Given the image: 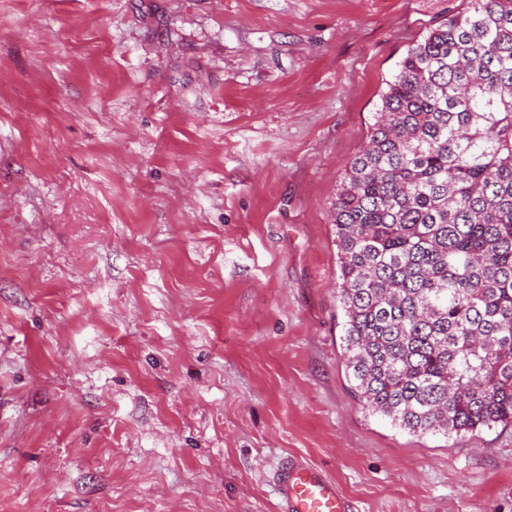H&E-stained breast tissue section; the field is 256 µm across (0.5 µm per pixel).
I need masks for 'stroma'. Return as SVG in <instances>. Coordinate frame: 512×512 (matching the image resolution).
<instances>
[{
	"mask_svg": "<svg viewBox=\"0 0 512 512\" xmlns=\"http://www.w3.org/2000/svg\"><path fill=\"white\" fill-rule=\"evenodd\" d=\"M466 0H0V512H512V426L412 434L345 365L331 205ZM283 512H346L335 483L320 469L299 460L284 464L277 474Z\"/></svg>",
	"mask_w": 512,
	"mask_h": 512,
	"instance_id": "35a3bbf8",
	"label": "stroma"
}]
</instances>
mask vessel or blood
Wrapping results in <instances>:
<instances>
[{
  "label": "vessel or blood",
  "mask_w": 512,
  "mask_h": 512,
  "mask_svg": "<svg viewBox=\"0 0 512 512\" xmlns=\"http://www.w3.org/2000/svg\"><path fill=\"white\" fill-rule=\"evenodd\" d=\"M283 512H346L335 483L320 469L296 460L277 474Z\"/></svg>",
  "instance_id": "obj_1"
}]
</instances>
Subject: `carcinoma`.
<instances>
[{"mask_svg": "<svg viewBox=\"0 0 512 512\" xmlns=\"http://www.w3.org/2000/svg\"><path fill=\"white\" fill-rule=\"evenodd\" d=\"M332 203L346 367L413 434L512 425V0L406 51Z\"/></svg>", "mask_w": 512, "mask_h": 512, "instance_id": "carcinoma-1", "label": "carcinoma"}]
</instances>
